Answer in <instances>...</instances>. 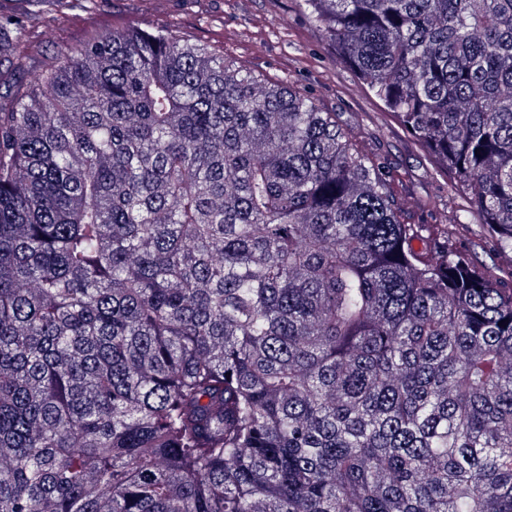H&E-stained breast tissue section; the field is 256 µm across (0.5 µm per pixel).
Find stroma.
Returning <instances> with one entry per match:
<instances>
[{"label":"stroma","instance_id":"obj_1","mask_svg":"<svg viewBox=\"0 0 512 512\" xmlns=\"http://www.w3.org/2000/svg\"><path fill=\"white\" fill-rule=\"evenodd\" d=\"M134 25L169 29L309 93L324 111L355 121L366 148L381 149L407 173L412 192L457 208L459 200L448 195L446 178L435 173L428 155L353 72L336 65L331 46L298 0H95L92 12L76 5L55 19L33 23L20 48L23 68L40 70L93 30Z\"/></svg>","mask_w":512,"mask_h":512}]
</instances>
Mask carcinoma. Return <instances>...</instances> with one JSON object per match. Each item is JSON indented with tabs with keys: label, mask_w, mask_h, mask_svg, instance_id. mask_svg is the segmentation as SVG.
Masks as SVG:
<instances>
[{
	"label": "carcinoma",
	"mask_w": 512,
	"mask_h": 512,
	"mask_svg": "<svg viewBox=\"0 0 512 512\" xmlns=\"http://www.w3.org/2000/svg\"><path fill=\"white\" fill-rule=\"evenodd\" d=\"M0 6V512H512V0H302L454 214L289 83ZM467 254L470 260L480 268L492 267L500 263L502 257L494 250L484 238L481 226L474 225V235L467 246Z\"/></svg>",
	"instance_id": "cac0c4a2"
}]
</instances>
